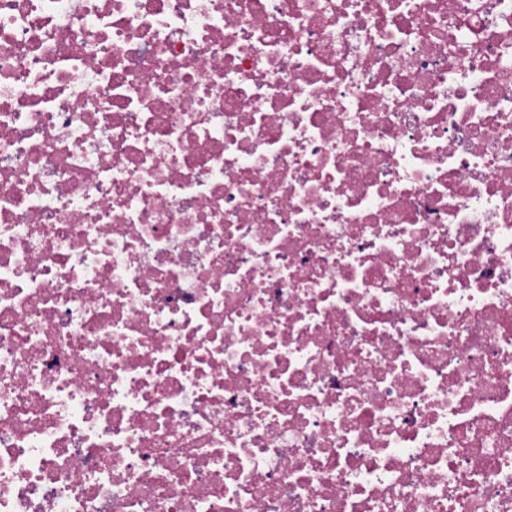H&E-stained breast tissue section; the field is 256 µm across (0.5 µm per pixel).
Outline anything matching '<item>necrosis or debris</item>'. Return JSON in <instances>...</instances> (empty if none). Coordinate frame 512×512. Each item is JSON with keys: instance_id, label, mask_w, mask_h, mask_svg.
Listing matches in <instances>:
<instances>
[{"instance_id": "1", "label": "necrosis or debris", "mask_w": 512, "mask_h": 512, "mask_svg": "<svg viewBox=\"0 0 512 512\" xmlns=\"http://www.w3.org/2000/svg\"><path fill=\"white\" fill-rule=\"evenodd\" d=\"M0 512H512V0H0Z\"/></svg>"}]
</instances>
